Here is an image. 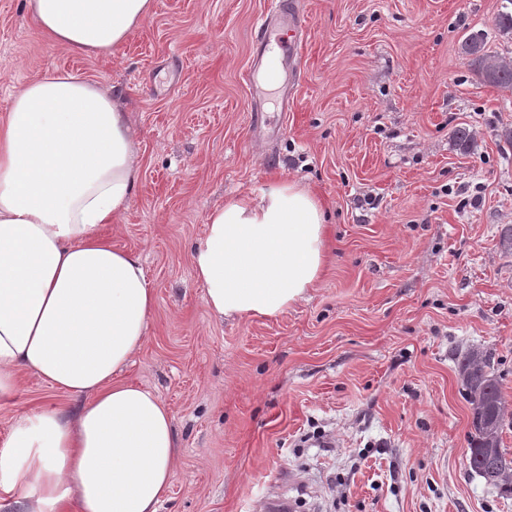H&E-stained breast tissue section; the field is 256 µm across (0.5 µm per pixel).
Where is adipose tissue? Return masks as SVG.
<instances>
[{
  "label": "adipose tissue",
  "instance_id": "obj_1",
  "mask_svg": "<svg viewBox=\"0 0 512 512\" xmlns=\"http://www.w3.org/2000/svg\"><path fill=\"white\" fill-rule=\"evenodd\" d=\"M55 44L114 52L153 0H27ZM140 168L117 99L57 69L0 120V400L32 372L76 403L18 410L0 444V495L21 512H158L176 471L168 405L120 380L155 306L138 254L101 229L124 214ZM326 212L301 182L227 199L191 254L220 318H277L326 263Z\"/></svg>",
  "mask_w": 512,
  "mask_h": 512
}]
</instances>
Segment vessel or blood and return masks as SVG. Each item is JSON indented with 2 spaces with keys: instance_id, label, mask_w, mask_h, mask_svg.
<instances>
[{
  "instance_id": "b4317fda",
  "label": "vessel or blood",
  "mask_w": 512,
  "mask_h": 512,
  "mask_svg": "<svg viewBox=\"0 0 512 512\" xmlns=\"http://www.w3.org/2000/svg\"><path fill=\"white\" fill-rule=\"evenodd\" d=\"M260 50L256 65L270 82H278L280 70L298 55L299 26L283 0H273L269 15L260 24Z\"/></svg>"
}]
</instances>
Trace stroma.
<instances>
[{"instance_id": "stroma-1", "label": "stroma", "mask_w": 512, "mask_h": 512, "mask_svg": "<svg viewBox=\"0 0 512 512\" xmlns=\"http://www.w3.org/2000/svg\"><path fill=\"white\" fill-rule=\"evenodd\" d=\"M268 0H154L114 54L53 44L25 0H0V118L46 70L119 92L139 142L128 210L103 235L139 254L156 298L143 348L120 375L169 405L177 473L160 512H512V493L466 463L461 356H491L512 451V92L460 53L496 34L503 0H292L306 36L279 89L248 80ZM263 110L272 133L250 126ZM476 134L458 150L456 127ZM298 179L329 215L328 262L281 317L218 319L190 253L225 199ZM69 397L33 373L0 404Z\"/></svg>"}]
</instances>
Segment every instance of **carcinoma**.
I'll list each match as a JSON object with an SVG mask.
<instances>
[{"mask_svg":"<svg viewBox=\"0 0 512 512\" xmlns=\"http://www.w3.org/2000/svg\"><path fill=\"white\" fill-rule=\"evenodd\" d=\"M488 34L479 30L467 35L460 45L465 57L478 54V62H469L472 71H481L483 82L502 89H512V58L489 51ZM456 145L470 149L475 134L466 126L454 130ZM472 411L468 467L489 485L512 491V454L501 447L500 430L504 415V398L496 377L490 375V356L472 351L458 365Z\"/></svg>","mask_w":512,"mask_h":512,"instance_id":"cac0c4a2","label":"carcinoma"}]
</instances>
